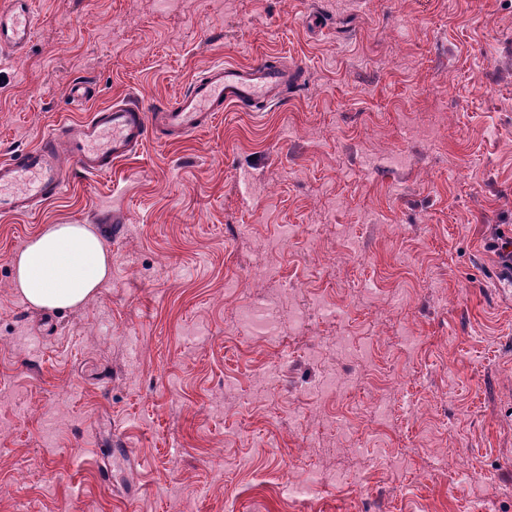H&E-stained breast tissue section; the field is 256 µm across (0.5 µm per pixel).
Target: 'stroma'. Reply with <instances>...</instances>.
I'll return each mask as SVG.
<instances>
[{
  "label": "stroma",
  "instance_id": "stroma-1",
  "mask_svg": "<svg viewBox=\"0 0 512 512\" xmlns=\"http://www.w3.org/2000/svg\"><path fill=\"white\" fill-rule=\"evenodd\" d=\"M33 11L23 53L0 50V160L117 101L173 103L217 63L268 55L303 81L259 111L151 137L112 174L67 169L55 199L0 215V336L26 339L0 348V512H512V301L492 248L512 235V85L491 82L512 0ZM78 83L91 98L71 97ZM441 118L436 140L419 137ZM372 153L408 164L364 171ZM101 211L120 223H96ZM47 224L94 225L112 254L82 306L36 310L12 286L14 254ZM289 224L311 237L278 248L274 278H252L258 239ZM229 280L333 304L315 335L288 337L275 402L259 397L267 348L232 328ZM340 327L366 354L336 356L353 385L315 411L307 351ZM353 441L393 460L358 488L363 461L325 451ZM291 460L326 477L312 497L276 494Z\"/></svg>",
  "mask_w": 512,
  "mask_h": 512
}]
</instances>
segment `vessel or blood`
<instances>
[{"mask_svg": "<svg viewBox=\"0 0 512 512\" xmlns=\"http://www.w3.org/2000/svg\"><path fill=\"white\" fill-rule=\"evenodd\" d=\"M33 28L32 0H5L0 5V49L23 52ZM297 77L296 68L272 67L262 58L247 65L217 64L171 105L148 112L118 102L94 112L63 133H51L0 162V214H28L36 204L58 196L65 184L66 164L86 174L111 173L155 129L182 134L205 129L225 107L245 109L280 101Z\"/></svg>", "mask_w": 512, "mask_h": 512, "instance_id": "vessel-or-blood-1", "label": "vessel or blood"}]
</instances>
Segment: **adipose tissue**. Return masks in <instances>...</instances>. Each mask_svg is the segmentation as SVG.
Segmentation results:
<instances>
[{"mask_svg": "<svg viewBox=\"0 0 512 512\" xmlns=\"http://www.w3.org/2000/svg\"><path fill=\"white\" fill-rule=\"evenodd\" d=\"M13 288L33 308L66 310L92 298L112 254L88 224H49L13 257Z\"/></svg>", "mask_w": 512, "mask_h": 512, "instance_id": "obj_1", "label": "adipose tissue"}]
</instances>
